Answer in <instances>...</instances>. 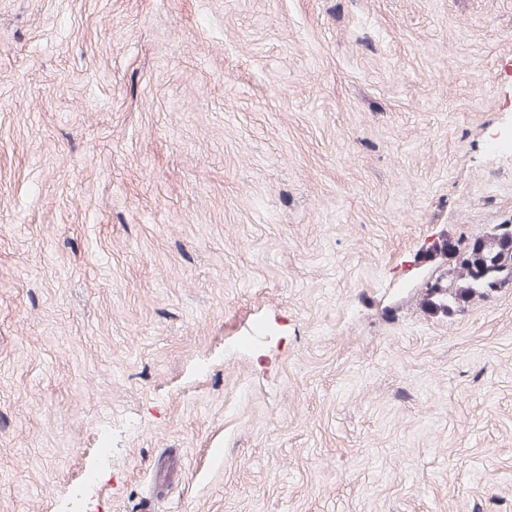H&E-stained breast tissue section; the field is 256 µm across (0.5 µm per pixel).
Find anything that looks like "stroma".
<instances>
[{
  "label": "stroma",
  "instance_id": "stroma-1",
  "mask_svg": "<svg viewBox=\"0 0 512 512\" xmlns=\"http://www.w3.org/2000/svg\"><path fill=\"white\" fill-rule=\"evenodd\" d=\"M512 0H0V512H512ZM497 226L491 236L443 243L444 251L458 255L457 273L449 285L437 281L428 288L425 311L448 313L495 289L496 283L512 284V224Z\"/></svg>",
  "mask_w": 512,
  "mask_h": 512
}]
</instances>
